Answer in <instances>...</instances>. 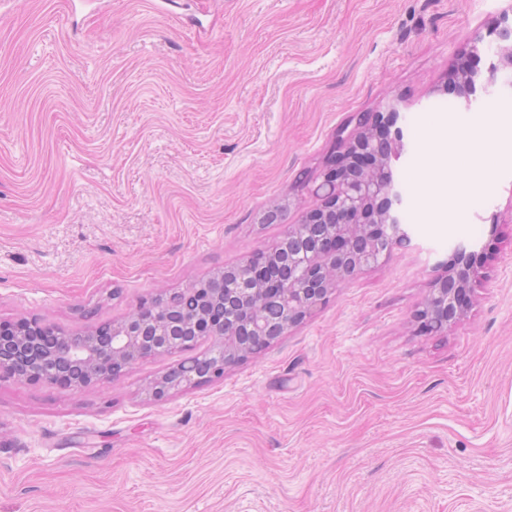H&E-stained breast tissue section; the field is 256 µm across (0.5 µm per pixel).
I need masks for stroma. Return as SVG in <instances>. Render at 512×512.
Masks as SVG:
<instances>
[{"instance_id":"stroma-1","label":"stroma","mask_w":512,"mask_h":512,"mask_svg":"<svg viewBox=\"0 0 512 512\" xmlns=\"http://www.w3.org/2000/svg\"><path fill=\"white\" fill-rule=\"evenodd\" d=\"M512 0H6L0 322L117 323L266 250L321 205L336 132L400 99L411 244L222 379L165 401L149 358L95 389L0 380V512H512V158L426 223L449 124L512 126L451 82ZM470 307L417 330L456 243Z\"/></svg>"}]
</instances>
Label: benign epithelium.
I'll list each match as a JSON object with an SVG mask.
<instances>
[{
  "label": "benign epithelium",
  "instance_id": "7a95c632",
  "mask_svg": "<svg viewBox=\"0 0 512 512\" xmlns=\"http://www.w3.org/2000/svg\"><path fill=\"white\" fill-rule=\"evenodd\" d=\"M491 35L497 50L485 73L469 70L463 60L457 65L458 94L468 104L476 84L487 89L499 76L512 72V23L503 19V25ZM376 127L374 115L368 112L357 119L352 130H338L340 152L330 158L323 180L315 188L324 204L307 213L303 222L288 232L291 241L309 224H327L336 248L314 251L298 281L284 282L277 263L257 271V286L237 292L232 301L233 317L226 320L214 311L224 308L231 290L224 287V279L211 277L197 289L201 300L197 314L163 315L153 308V302L145 301L124 320L82 333L77 343L49 323L28 319L0 322V379L48 384L50 380L40 369L51 366L58 373L56 386L95 388L118 377L119 368L125 371L144 358L171 352L170 344L176 337L189 349L203 340L211 341L207 364L212 378L223 377L224 367L245 351L241 337L248 336L264 346L300 323L326 301L351 269L359 270L373 262L370 245L374 239L387 240L390 249L410 245L401 221L403 191L390 175L392 161L399 154L401 131H396L392 140L378 136ZM479 269L478 253L463 246L454 250L445 274L435 282L418 314L421 330L431 331L434 322L449 326L464 314ZM258 299L281 308L282 320L277 327L258 323ZM194 382V377L179 376L173 370L155 381L148 393L162 401L171 390Z\"/></svg>",
  "mask_w": 512,
  "mask_h": 512
}]
</instances>
